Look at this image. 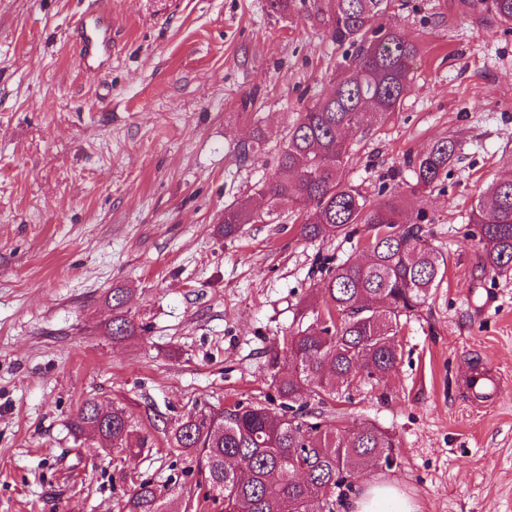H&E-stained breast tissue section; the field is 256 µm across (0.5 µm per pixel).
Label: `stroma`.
Masks as SVG:
<instances>
[{
  "label": "stroma",
  "mask_w": 512,
  "mask_h": 512,
  "mask_svg": "<svg viewBox=\"0 0 512 512\" xmlns=\"http://www.w3.org/2000/svg\"><path fill=\"white\" fill-rule=\"evenodd\" d=\"M317 0H0V512H121L143 481L205 489L167 436L188 415L279 404L271 359L318 296V257H361L370 234L306 240L296 215L219 228L274 172L300 112L344 63ZM112 16V65L78 64L73 27ZM419 47L398 112L350 135L345 178L371 203L410 197L405 162L456 136L461 158L422 197L443 284L401 325L399 360L324 412L394 438L417 512H512V271L483 273L469 217L512 160V28L470 0H395ZM259 149L243 154V146ZM125 289L138 325L106 336ZM483 369L495 399L469 397ZM89 397L132 415L135 457L78 447Z\"/></svg>",
  "instance_id": "35a3bbf8"
}]
</instances>
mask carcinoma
<instances>
[{"label":"carcinoma","instance_id":"obj_1","mask_svg":"<svg viewBox=\"0 0 512 512\" xmlns=\"http://www.w3.org/2000/svg\"><path fill=\"white\" fill-rule=\"evenodd\" d=\"M321 14L332 39L352 53L330 92L300 113L288 131L272 176L258 191L261 204L224 208L221 233L230 238L244 224L268 223L284 204H314L301 225L309 240L350 237L356 225L373 230L363 262L330 259L320 265L321 310L313 323L283 339L287 364L278 357L271 383L281 400L276 412L237 403L208 415L186 418L171 433L172 447L188 455L203 477L206 497L221 512H336L353 492L351 477L378 464L393 465L392 436L374 424L342 429L317 406L365 380H380L396 367L400 318L416 311L443 282L445 255L428 242L423 225L407 219L402 202L370 205L345 179L348 136L368 117L388 119L398 111L410 83L418 46L383 23L393 0H322ZM502 24L512 25V0H478ZM462 151L442 137L410 159L412 195L430 190ZM481 246V269L512 270V171L494 181L472 210ZM114 340L137 332L125 310L122 288L112 289ZM76 442L96 437L97 452L134 454L130 415L94 398L82 401L69 422ZM193 507L174 486L160 490L141 482L122 512H188Z\"/></svg>","mask_w":512,"mask_h":512}]
</instances>
